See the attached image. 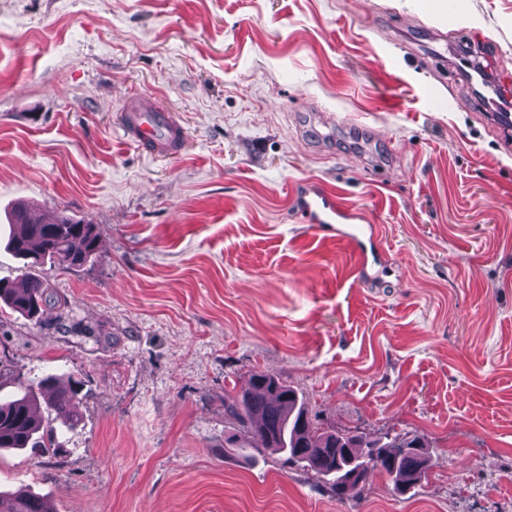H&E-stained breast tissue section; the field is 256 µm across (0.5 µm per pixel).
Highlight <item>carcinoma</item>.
Here are the masks:
<instances>
[{"label": "carcinoma", "instance_id": "obj_1", "mask_svg": "<svg viewBox=\"0 0 512 512\" xmlns=\"http://www.w3.org/2000/svg\"><path fill=\"white\" fill-rule=\"evenodd\" d=\"M29 206L19 204L10 215L11 224L18 227L8 242L11 252L21 259L34 262L50 261L64 269L94 261L99 251L96 227L68 215L57 217L48 224L27 219ZM0 302L30 320H38L47 304V286L31 278L19 285L0 282ZM45 399L49 410L59 415L62 425L70 430L82 417L76 411L79 389L73 384L58 382L44 373L37 389L25 390L12 400L0 402V449H38L50 453L59 447L56 430L38 419L33 402ZM224 414L242 427L239 435L224 438V444L246 457L250 444L257 440L263 447L284 453L288 460L330 478L336 496L356 485L349 473L379 470L387 474L394 490L404 494L416 486L430 466V455L424 439L408 432L385 434L370 443L359 435L338 436L318 430L296 391L266 371L250 374L237 391L224 395ZM375 448H414L416 452L397 455L387 465L374 459ZM326 454L327 461L318 462L312 452ZM0 512H52L44 498L25 487L0 491Z\"/></svg>", "mask_w": 512, "mask_h": 512}]
</instances>
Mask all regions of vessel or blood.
Segmentation results:
<instances>
[{"mask_svg": "<svg viewBox=\"0 0 512 512\" xmlns=\"http://www.w3.org/2000/svg\"><path fill=\"white\" fill-rule=\"evenodd\" d=\"M126 138L146 152L161 158L181 154L185 132L173 114L158 109L154 102L136 101L120 114ZM302 214L309 223L335 228L338 240L348 243L357 258L358 269L368 265L367 240L373 239L372 225L355 223L353 210L341 206L333 196L305 189L299 199Z\"/></svg>", "mask_w": 512, "mask_h": 512, "instance_id": "1", "label": "vessel or blood"}]
</instances>
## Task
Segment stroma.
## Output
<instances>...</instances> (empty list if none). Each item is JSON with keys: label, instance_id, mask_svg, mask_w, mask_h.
Here are the masks:
<instances>
[{"label": "stroma", "instance_id": "stroma-1", "mask_svg": "<svg viewBox=\"0 0 512 512\" xmlns=\"http://www.w3.org/2000/svg\"><path fill=\"white\" fill-rule=\"evenodd\" d=\"M512 0H0V397L78 381L55 455L0 450V491L55 512H512ZM159 98L156 160L115 115ZM375 224L369 272L299 212L307 186ZM95 224L96 262L28 266L8 215ZM276 374L325 430L416 432L412 492L336 497L262 447L233 455L224 394ZM120 125L130 142L156 157L174 158L183 150V127L173 114L158 109L150 100L127 105L120 114ZM47 288L36 278H30L19 285L3 284L0 281V302L29 320L38 321L47 304Z\"/></svg>", "mask_w": 512, "mask_h": 512}]
</instances>
